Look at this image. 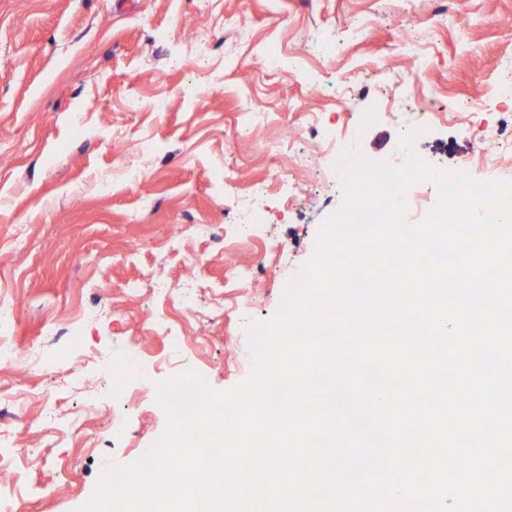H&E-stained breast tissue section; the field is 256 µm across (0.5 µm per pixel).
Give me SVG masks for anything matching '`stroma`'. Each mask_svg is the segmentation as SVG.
Segmentation results:
<instances>
[{"mask_svg": "<svg viewBox=\"0 0 512 512\" xmlns=\"http://www.w3.org/2000/svg\"><path fill=\"white\" fill-rule=\"evenodd\" d=\"M0 0V397L11 412L0 487L17 512H76L100 474L166 428L153 398L125 402L117 364L141 355L154 382L192 368L229 389L251 372L245 327L273 316L343 201L325 130L404 160L400 136L449 178L478 151L479 178L512 181V0ZM201 46L197 65L180 62ZM281 67L264 66L269 51ZM417 73L413 94L397 86ZM352 139V138H351ZM290 175L274 181L281 168ZM266 221L237 244L259 187ZM251 269L246 287L228 266ZM171 288L196 312L173 308ZM98 308L93 322L77 320ZM43 359L14 370L6 348ZM123 435L107 431L110 411ZM83 416L80 435L67 415Z\"/></svg>", "mask_w": 512, "mask_h": 512, "instance_id": "1", "label": "stroma"}]
</instances>
